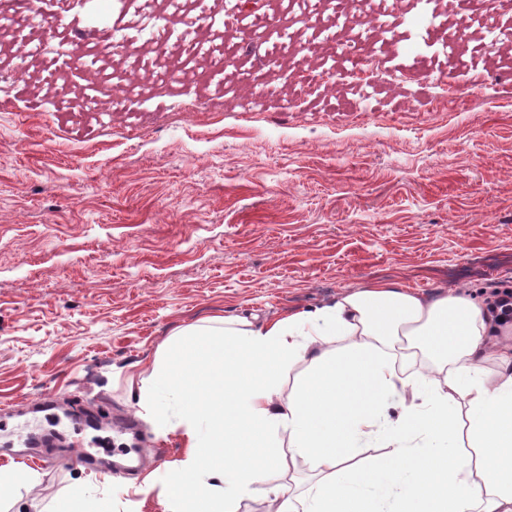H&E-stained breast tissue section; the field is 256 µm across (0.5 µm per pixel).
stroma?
Wrapping results in <instances>:
<instances>
[{
  "mask_svg": "<svg viewBox=\"0 0 512 512\" xmlns=\"http://www.w3.org/2000/svg\"><path fill=\"white\" fill-rule=\"evenodd\" d=\"M442 34L408 27L391 78L281 90L270 109L160 107L88 125L0 82V467L35 469L0 512L74 487L168 512L186 453L139 404L169 336L332 304L396 280L429 299L512 289V80L484 56L457 96Z\"/></svg>",
  "mask_w": 512,
  "mask_h": 512,
  "instance_id": "stroma-1",
  "label": "stroma"
}]
</instances>
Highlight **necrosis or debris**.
I'll list each match as a JSON object with an SVG mask.
<instances>
[{
    "instance_id": "1",
    "label": "necrosis or debris",
    "mask_w": 512,
    "mask_h": 512,
    "mask_svg": "<svg viewBox=\"0 0 512 512\" xmlns=\"http://www.w3.org/2000/svg\"><path fill=\"white\" fill-rule=\"evenodd\" d=\"M8 9L11 52H0V80L22 81L27 95L49 86L71 84L54 108L90 120L109 112L148 124L144 100H162L177 109L213 99L240 102L259 112L270 96L257 83L258 64L274 65L289 51L325 43L332 29L348 42L373 43L367 57L341 62L343 78L359 76V88L372 87L401 38L400 8L413 0H276L275 10H245L241 0H115L110 21L87 34L74 11L75 0H12ZM372 16L370 28L353 25L355 11ZM242 29L246 43H228L229 29ZM122 40H115V33ZM262 46V59L253 49Z\"/></svg>"
}]
</instances>
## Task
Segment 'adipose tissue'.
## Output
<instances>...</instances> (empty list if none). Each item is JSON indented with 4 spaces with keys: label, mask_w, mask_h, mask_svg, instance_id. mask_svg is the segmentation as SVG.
I'll list each match as a JSON object with an SVG mask.
<instances>
[{
    "label": "adipose tissue",
    "mask_w": 512,
    "mask_h": 512,
    "mask_svg": "<svg viewBox=\"0 0 512 512\" xmlns=\"http://www.w3.org/2000/svg\"><path fill=\"white\" fill-rule=\"evenodd\" d=\"M488 330L487 310L465 295L430 301L381 281L260 325L235 317L177 332L140 397L161 433L186 438L166 500L173 512H239L291 457L316 480L267 491L269 512H512V355ZM421 355L432 367L404 378ZM406 392L390 422L384 397ZM370 442L383 449L372 460L360 455Z\"/></svg>",
    "instance_id": "obj_1"
}]
</instances>
